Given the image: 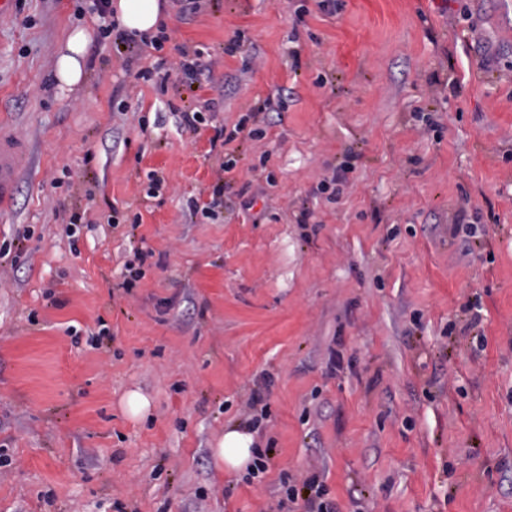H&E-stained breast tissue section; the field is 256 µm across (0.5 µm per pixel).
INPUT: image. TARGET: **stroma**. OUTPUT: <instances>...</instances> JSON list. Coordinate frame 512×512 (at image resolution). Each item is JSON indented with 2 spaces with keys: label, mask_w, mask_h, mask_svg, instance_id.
<instances>
[{
  "label": "stroma",
  "mask_w": 512,
  "mask_h": 512,
  "mask_svg": "<svg viewBox=\"0 0 512 512\" xmlns=\"http://www.w3.org/2000/svg\"><path fill=\"white\" fill-rule=\"evenodd\" d=\"M163 2L162 49L94 36L65 91L92 0L0 18L28 152L0 214V512H266L284 473L336 512H512V0ZM166 101L199 131L155 127ZM255 390L251 484L212 450ZM90 40L91 34L86 28H80L69 36L65 52L60 54L56 62V77L62 88H72L82 80L83 67L81 60ZM303 488L310 491L309 494L303 499L304 512H335L336 505L332 501L323 498L324 490L323 484L319 481L318 476H312L308 481L303 483ZM314 494H313V490Z\"/></svg>",
  "instance_id": "1"
}]
</instances>
